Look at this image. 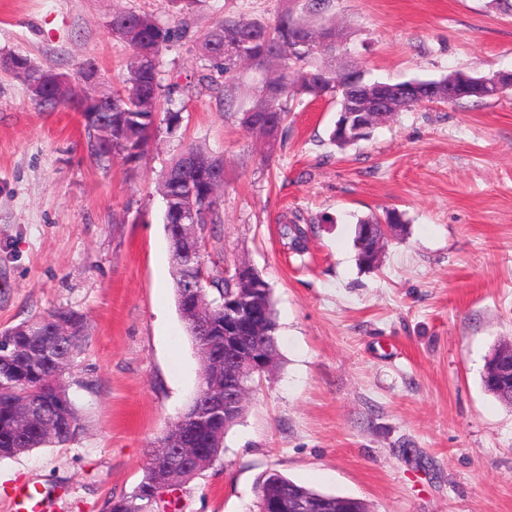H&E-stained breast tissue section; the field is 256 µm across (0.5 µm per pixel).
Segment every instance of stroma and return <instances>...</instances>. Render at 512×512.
<instances>
[{
  "instance_id": "obj_1",
  "label": "stroma",
  "mask_w": 512,
  "mask_h": 512,
  "mask_svg": "<svg viewBox=\"0 0 512 512\" xmlns=\"http://www.w3.org/2000/svg\"><path fill=\"white\" fill-rule=\"evenodd\" d=\"M332 22L337 63L381 81L512 71V14L489 0H0V61L23 55L80 83L86 60L118 85L128 49L115 11L152 15L181 40L158 57L176 85L145 158L96 160L73 109L40 111L0 64V331L54 310L86 336L64 382L77 437L0 459V512L38 486L42 512H106L141 480L157 438L198 389L157 190L187 144L224 158V222L209 251L245 259L272 288L280 363L257 379L224 455L165 497L166 512H257L275 470L369 512H512V406L482 383L512 342V91L423 104L338 149L336 105L291 98L288 128L256 136L241 113L278 65H243L220 106L198 37L224 16L275 23L284 10ZM399 210L404 239L360 269L359 218ZM308 225L305 254L281 225Z\"/></svg>"
}]
</instances>
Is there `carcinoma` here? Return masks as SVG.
<instances>
[{"instance_id":"1","label":"carcinoma","mask_w":512,"mask_h":512,"mask_svg":"<svg viewBox=\"0 0 512 512\" xmlns=\"http://www.w3.org/2000/svg\"><path fill=\"white\" fill-rule=\"evenodd\" d=\"M110 26L112 34L132 51V60L127 65V74L121 86L107 92L112 98V121L104 126L94 122L85 124L88 149L99 160L119 155L133 163L143 158L151 133L156 129L153 113L160 111L164 94L157 77L158 54L163 44L182 38L185 31L177 26L162 28L152 17L131 11L115 12ZM330 32L332 28L329 26L315 31L290 10L279 15L272 25L226 16L199 39L201 55L211 63L216 74L224 78V83H219L211 74L202 76L201 82L209 87H222V101L225 102L240 64L249 62L262 65L273 59L283 61L280 75L264 81L256 89L248 108V111L261 117L254 133L262 137L276 134L283 125L287 119L290 97H330L336 100L337 110L340 111L343 102L356 87L349 81L344 69L316 57L318 53L331 55L336 50L335 41L325 40ZM145 79L150 81L147 95L140 93L137 88L138 83ZM93 95L91 89L68 85L65 98L60 99L56 87L47 83L41 89L43 100L36 99L34 103L48 110L56 108L58 104L67 107L71 102H81ZM222 166L223 158L190 143L172 159L166 178L160 182L161 192L167 194L175 205L195 196L199 223L204 225L209 235L217 225L224 223V219L218 203L208 201L201 194L199 183L212 174V169ZM383 221L398 224L401 233H407L406 220L396 210L387 212L382 218L371 215L359 219L355 227L354 246L358 265L363 269L372 270L380 264L374 245L384 233ZM282 236L289 240L297 254L306 252L307 246L299 243V240L307 239L300 225H283ZM226 265L227 260L220 252L206 262L213 305L208 318L219 332L209 330L201 336L191 325H186L196 349L208 350L213 360L212 364L201 366L199 383L208 386L224 383V311L219 304L226 296L240 294L238 286L224 276ZM254 299L268 311L261 349L277 355L278 325L272 290L260 288L255 291ZM74 316L76 313L72 311H53L0 332V351L5 348L15 351V355L9 359L0 357V458L13 457L50 444H64L79 433L80 422L73 399L57 407L49 402V380L54 374L57 358L45 351L48 341L62 352L74 354L78 351L83 341L84 327H79L72 334L58 328V320ZM501 352L500 347L494 349L488 359L484 386L488 392L511 405L512 392L502 389L493 376ZM22 401L39 414L23 431L17 426ZM235 422V417L214 422L206 419L200 423L185 417L184 433L190 436L197 448L199 471L209 468L223 455L224 434ZM154 480L155 471L149 465L132 492L108 501V512H145L148 509L145 493ZM267 490L272 493V499L267 504L275 505L273 512H290L288 496L296 491L328 503L330 512H367L365 504L358 499L319 493L296 484L275 470L267 471L259 478L258 493Z\"/></svg>"}]
</instances>
